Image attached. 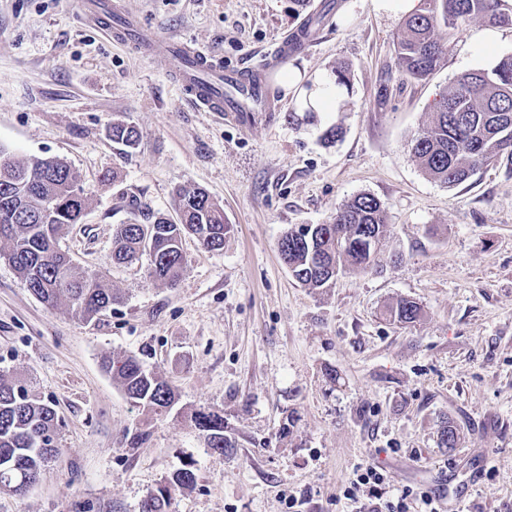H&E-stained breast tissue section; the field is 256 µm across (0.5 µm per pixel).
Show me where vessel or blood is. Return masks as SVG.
Here are the masks:
<instances>
[{"label": "vessel or blood", "instance_id": "obj_1", "mask_svg": "<svg viewBox=\"0 0 512 512\" xmlns=\"http://www.w3.org/2000/svg\"><path fill=\"white\" fill-rule=\"evenodd\" d=\"M86 6L116 41L164 55L172 64L182 96L198 111L215 113L238 125L271 118L278 111V99L271 92L275 76L287 67L292 55L315 42L311 36L283 40L265 53L260 65L226 68L205 47L160 39L111 0H87Z\"/></svg>", "mask_w": 512, "mask_h": 512}]
</instances>
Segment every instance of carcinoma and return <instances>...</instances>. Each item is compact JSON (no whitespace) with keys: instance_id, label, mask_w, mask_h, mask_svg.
I'll use <instances>...</instances> for the list:
<instances>
[{"instance_id":"obj_1","label":"carcinoma","mask_w":512,"mask_h":512,"mask_svg":"<svg viewBox=\"0 0 512 512\" xmlns=\"http://www.w3.org/2000/svg\"><path fill=\"white\" fill-rule=\"evenodd\" d=\"M475 16L490 26L512 27V0H420L395 43L403 74L422 80L436 70L445 52L436 30L445 28L451 38ZM138 138L134 127L112 124L113 141L132 148ZM411 153L429 178L449 187L465 183L484 164L503 163L512 171V55L462 75L443 93L430 125L411 144ZM80 182V175L60 159L19 161L0 148V240L8 245L0 258L46 307L64 303L73 315L90 320L112 309L120 295L100 274L77 272L59 246L66 229L80 222L89 205L87 195L74 196ZM175 196L176 218L149 214L144 224L118 225L113 263H130L145 252L151 257L150 276L172 287L186 265V237H195L211 251L224 248L231 227L223 207L201 188L179 189ZM386 228L383 204L358 194L329 223L286 231L279 252L302 286L328 288L339 274L376 264ZM421 314L416 302L404 298L385 311L400 324H412ZM103 368L125 396L147 412L161 415L175 402V388L144 370L134 357L106 360ZM193 421L209 448L222 452L234 447L224 436L223 412L199 409ZM57 429L50 402L22 381L0 374V491L21 492L30 488L27 478L41 477L60 453ZM197 479L190 465L178 470L144 499L140 512H164L172 491L190 489Z\"/></svg>"}]
</instances>
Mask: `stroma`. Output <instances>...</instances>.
<instances>
[{"label": "stroma", "instance_id": "stroma-1", "mask_svg": "<svg viewBox=\"0 0 512 512\" xmlns=\"http://www.w3.org/2000/svg\"><path fill=\"white\" fill-rule=\"evenodd\" d=\"M119 2L230 67L325 14L288 66L307 78L344 66L351 87L334 112H300L284 96L273 121L227 125L185 103L166 58L113 42L84 0H0V147L79 173L90 204L60 246L121 296L82 320L47 308L0 259V373L60 420L58 460L27 491L0 492V512H140L188 464L198 482L174 491L168 512H289L292 497L298 512H346L340 489L366 462L396 487L436 493L440 512L457 501L512 512V173L484 165L449 188L410 153L443 91L512 53V28L485 49L473 39L484 20L468 21L416 81L393 50L401 16L372 0ZM116 122L139 131L135 147L113 142ZM336 125L342 137L324 141ZM180 188L223 207V249L185 238L172 287L150 276L149 256L113 264L117 225L173 214ZM361 193L387 213L378 265L323 290L300 285L280 238ZM401 298L420 304L419 322L385 319ZM127 356L176 388L170 412L134 406L103 370ZM203 407L223 411L233 448H208L190 419ZM446 424L460 447H441Z\"/></svg>", "mask_w": 512, "mask_h": 512}]
</instances>
